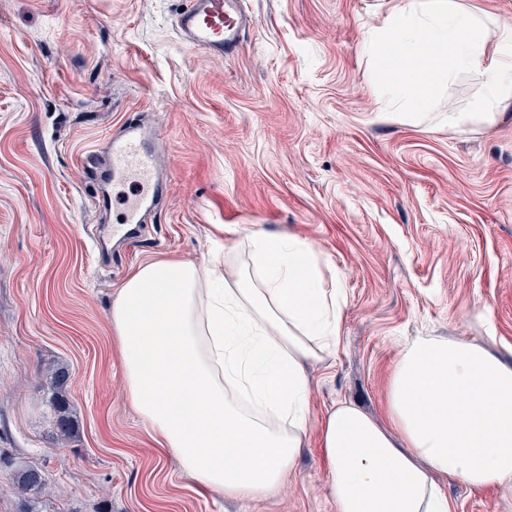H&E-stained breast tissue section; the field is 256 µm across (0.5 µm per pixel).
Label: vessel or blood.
<instances>
[{"label":"vessel or blood","mask_w":512,"mask_h":512,"mask_svg":"<svg viewBox=\"0 0 512 512\" xmlns=\"http://www.w3.org/2000/svg\"><path fill=\"white\" fill-rule=\"evenodd\" d=\"M255 19L245 0H184L175 17L178 39L193 48L218 57L237 55ZM159 127L137 119L125 121L103 147L82 152L79 161L98 181L99 189L90 202L120 218L111 232L98 225L87 230L93 248H102L106 238L126 242L137 237L143 224L164 201L167 174L154 143Z\"/></svg>","instance_id":"obj_1"}]
</instances>
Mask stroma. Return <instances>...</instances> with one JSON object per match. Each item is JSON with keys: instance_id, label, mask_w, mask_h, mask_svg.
<instances>
[{"instance_id": "35a3bbf8", "label": "stroma", "mask_w": 512, "mask_h": 512, "mask_svg": "<svg viewBox=\"0 0 512 512\" xmlns=\"http://www.w3.org/2000/svg\"><path fill=\"white\" fill-rule=\"evenodd\" d=\"M183 0H0V512H19L17 464L40 467L38 512H336L311 439L287 483L253 498L206 491L164 454L127 399L110 312L153 257L231 266L261 230L307 241L339 282L341 340L309 369V422L340 400L386 420L408 336L466 338L512 362V109L448 124L476 82L383 110L364 36L393 0H249L240 53L181 43ZM142 113L167 204L99 260L107 218L77 161ZM70 368L77 419L56 436L47 369ZM453 512H512L494 489L441 478Z\"/></svg>"}]
</instances>
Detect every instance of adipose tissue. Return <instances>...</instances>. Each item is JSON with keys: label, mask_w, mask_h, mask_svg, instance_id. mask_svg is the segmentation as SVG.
<instances>
[{"label": "adipose tissue", "mask_w": 512, "mask_h": 512, "mask_svg": "<svg viewBox=\"0 0 512 512\" xmlns=\"http://www.w3.org/2000/svg\"><path fill=\"white\" fill-rule=\"evenodd\" d=\"M482 15L460 0H399L365 39L377 49L389 109L467 73L474 115L512 106V27L488 51ZM244 269L175 257L131 271L112 304L125 392L155 442L200 486L230 497L282 487L309 441L308 368L340 338L342 288L323 285L305 240L246 236ZM389 424L348 400L319 426L336 512H451L439 479L512 492V364L469 340L420 336L399 349Z\"/></svg>", "instance_id": "adipose-tissue-1"}]
</instances>
